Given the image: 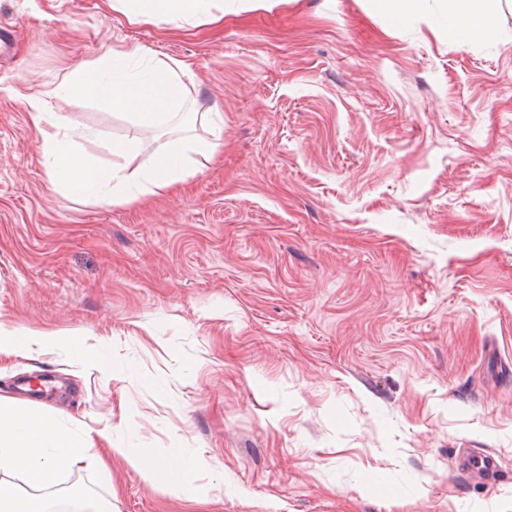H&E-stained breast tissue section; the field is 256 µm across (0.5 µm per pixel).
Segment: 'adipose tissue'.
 I'll list each match as a JSON object with an SVG mask.
<instances>
[{"instance_id": "1", "label": "adipose tissue", "mask_w": 512, "mask_h": 512, "mask_svg": "<svg viewBox=\"0 0 512 512\" xmlns=\"http://www.w3.org/2000/svg\"><path fill=\"white\" fill-rule=\"evenodd\" d=\"M218 0H112L113 10L129 19L150 23H191L210 17ZM448 32L459 39L494 37L496 23L482 0H458V9L448 19ZM131 54L112 51L101 62L79 66L53 90L60 99L80 98L128 115L142 127L161 125L182 109L185 80L192 74L189 64L159 63L146 68L142 77L131 79L121 71ZM32 120L47 157L50 184L73 196L101 204L128 201L132 185L165 189L196 174L201 161L211 160L219 146L220 124H213V139L181 138L152 152L151 167H144L140 155L143 141L112 142L113 155L121 162L115 167L93 164L76 145L65 116L44 111L36 96H28ZM89 440L77 438L69 429L52 423L43 415L0 400V512H47L43 499L22 487L4 481L8 472H25L31 484L53 486L59 475L92 449Z\"/></svg>"}]
</instances>
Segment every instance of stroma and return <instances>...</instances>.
I'll return each mask as SVG.
<instances>
[{
    "label": "stroma",
    "mask_w": 512,
    "mask_h": 512,
    "mask_svg": "<svg viewBox=\"0 0 512 512\" xmlns=\"http://www.w3.org/2000/svg\"><path fill=\"white\" fill-rule=\"evenodd\" d=\"M460 41L366 0L179 26L109 0H0V397L93 438L56 483L116 512H512V0ZM192 69L158 143L221 144L181 183L99 205L54 190L27 95L94 163L129 119L49 91L110 49ZM104 368L75 359L76 347ZM197 461L189 484L145 479ZM490 457L466 472L468 458ZM54 340V336H38L23 329L6 330L0 326V354L18 353L32 343L50 344Z\"/></svg>",
    "instance_id": "obj_1"
}]
</instances>
